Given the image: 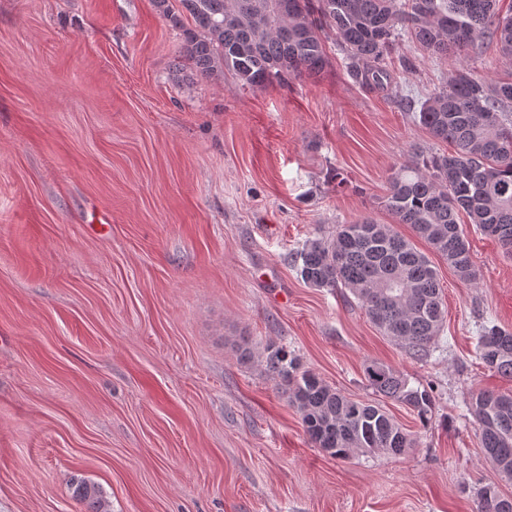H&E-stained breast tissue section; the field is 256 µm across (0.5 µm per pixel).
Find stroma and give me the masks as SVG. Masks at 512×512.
Instances as JSON below:
<instances>
[{"label": "stroma", "instance_id": "35a3bbf8", "mask_svg": "<svg viewBox=\"0 0 512 512\" xmlns=\"http://www.w3.org/2000/svg\"><path fill=\"white\" fill-rule=\"evenodd\" d=\"M182 22L152 0H0V512H85L78 479L109 512H476L491 482L512 497L461 410L512 390L476 355L484 320L512 329V254L467 227L478 281L462 283L383 203L393 168L452 150L407 101L463 66L512 81V61L483 39L440 59L405 41L398 90L369 92L331 41L320 77L245 88L195 73ZM365 217L431 255L447 314L426 358L293 266ZM271 345L356 400L374 398L369 360L424 386L428 422L382 402L416 447H315ZM74 497L86 505V512H108L106 501L100 488L87 481H78L74 487Z\"/></svg>", "mask_w": 512, "mask_h": 512}]
</instances>
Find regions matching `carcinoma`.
Returning <instances> with one entry per match:
<instances>
[{
    "label": "carcinoma",
    "mask_w": 512,
    "mask_h": 512,
    "mask_svg": "<svg viewBox=\"0 0 512 512\" xmlns=\"http://www.w3.org/2000/svg\"><path fill=\"white\" fill-rule=\"evenodd\" d=\"M295 18L282 16L280 0H168L154 6L175 27L189 15L183 56L203 77L224 72L243 87L285 84L317 77L329 65L326 39L332 34L350 65L351 77L369 90L396 87L386 59L401 38L440 58L466 54L484 38L512 57V15L498 13L499 0H293ZM512 82L476 77L458 69L446 86L428 94L413 113L431 137L455 146L452 153H419L389 177L385 208L400 224L447 261L464 283L477 282L460 217L483 234L512 248ZM300 278L312 288L348 289L385 336L422 359L443 325L446 307L437 272L428 256L385 224L363 219L339 225L332 238L308 239L294 254ZM477 352L494 373L512 379V331L482 328ZM266 363L286 386L309 439L323 451L346 458L363 453L402 455L416 440L380 404L354 400L301 368L285 347L267 348ZM368 386L410 409L426 422L432 413L427 390L410 385L396 368L369 360ZM481 428L486 459L512 479V391H482L465 402ZM86 512H108L100 488L87 481L74 487ZM477 512H512V498L488 483L476 491Z\"/></svg>",
    "instance_id": "cac0c4a2"
}]
</instances>
